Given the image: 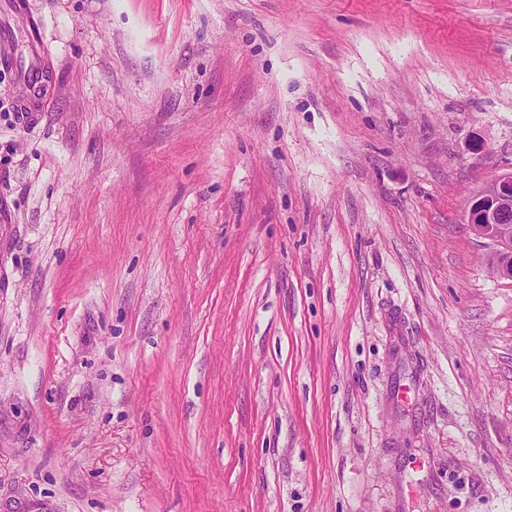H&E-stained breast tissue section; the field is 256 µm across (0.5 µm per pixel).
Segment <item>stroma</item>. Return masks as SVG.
I'll list each match as a JSON object with an SVG mask.
<instances>
[{
  "mask_svg": "<svg viewBox=\"0 0 512 512\" xmlns=\"http://www.w3.org/2000/svg\"><path fill=\"white\" fill-rule=\"evenodd\" d=\"M26 2L0 512H512V0ZM468 224L482 238L500 247L496 274L512 279V171L491 180L467 203Z\"/></svg>",
  "mask_w": 512,
  "mask_h": 512,
  "instance_id": "1",
  "label": "stroma"
}]
</instances>
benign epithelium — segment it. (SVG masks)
<instances>
[{
  "instance_id": "1",
  "label": "benign epithelium",
  "mask_w": 512,
  "mask_h": 512,
  "mask_svg": "<svg viewBox=\"0 0 512 512\" xmlns=\"http://www.w3.org/2000/svg\"><path fill=\"white\" fill-rule=\"evenodd\" d=\"M467 223L476 234L500 247L496 274L512 279V171L503 172L470 197Z\"/></svg>"
}]
</instances>
